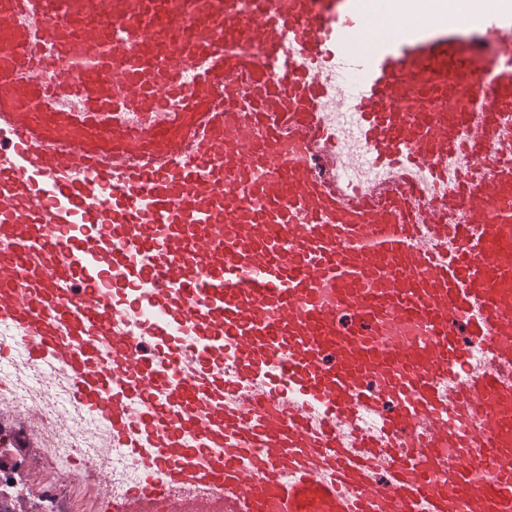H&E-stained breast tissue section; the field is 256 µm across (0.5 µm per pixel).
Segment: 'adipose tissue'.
Returning <instances> with one entry per match:
<instances>
[{
  "label": "adipose tissue",
  "instance_id": "adipose-tissue-1",
  "mask_svg": "<svg viewBox=\"0 0 512 512\" xmlns=\"http://www.w3.org/2000/svg\"><path fill=\"white\" fill-rule=\"evenodd\" d=\"M374 11L384 18L411 19L420 5H427L441 25L465 27L484 12L512 11V0H371Z\"/></svg>",
  "mask_w": 512,
  "mask_h": 512
}]
</instances>
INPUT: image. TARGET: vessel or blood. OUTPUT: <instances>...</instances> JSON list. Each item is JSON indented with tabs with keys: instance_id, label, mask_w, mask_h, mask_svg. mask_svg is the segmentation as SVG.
<instances>
[{
	"instance_id": "vessel-or-blood-1",
	"label": "vessel or blood",
	"mask_w": 512,
	"mask_h": 512,
	"mask_svg": "<svg viewBox=\"0 0 512 512\" xmlns=\"http://www.w3.org/2000/svg\"><path fill=\"white\" fill-rule=\"evenodd\" d=\"M361 3L0 0V364L62 374L129 449L140 479L112 512H179V491L241 512H512V382L460 376L458 342L474 320L512 365V60L489 53L512 17L464 38ZM55 52L97 64L25 78ZM336 59L370 164L439 186L452 155L496 167H462L434 209L408 183H338L319 76ZM392 320L429 342L380 347ZM367 410L379 431L348 442Z\"/></svg>"
}]
</instances>
